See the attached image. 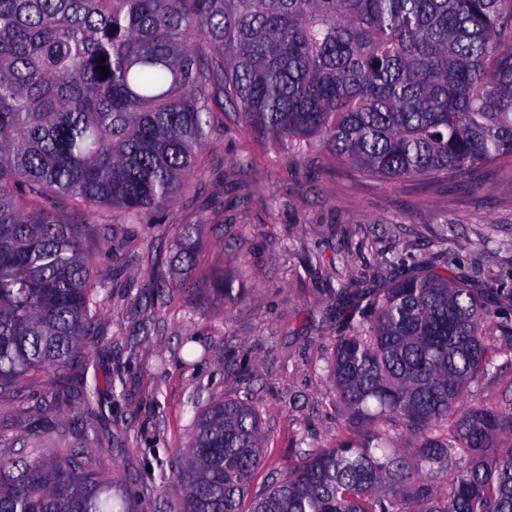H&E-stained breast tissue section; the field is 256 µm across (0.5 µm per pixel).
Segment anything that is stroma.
<instances>
[{
  "mask_svg": "<svg viewBox=\"0 0 512 512\" xmlns=\"http://www.w3.org/2000/svg\"><path fill=\"white\" fill-rule=\"evenodd\" d=\"M102 215L121 225L126 243L95 260L110 296L99 324L112 347L93 353L88 372L103 380L115 371L121 381L102 396L111 443L87 445L126 483L127 512H177L180 456L215 399L246 398L260 414L265 463L253 497L299 452L342 435L327 372L344 330L332 294L340 281L384 283L388 259L409 252L473 287L493 279L512 289V167H486L477 190L453 181L392 186L337 162L324 144L303 154L256 138L232 113L164 223L128 224L112 208ZM180 224L203 225L199 264L243 289L240 299L212 302L201 280L187 299L150 305L148 285L168 269ZM77 378L42 375L0 400V456L39 425L24 409Z\"/></svg>",
  "mask_w": 512,
  "mask_h": 512,
  "instance_id": "1",
  "label": "stroma"
}]
</instances>
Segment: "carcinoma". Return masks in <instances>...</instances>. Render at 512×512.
I'll return each mask as SVG.
<instances>
[{"label":"carcinoma","instance_id":"1","mask_svg":"<svg viewBox=\"0 0 512 512\" xmlns=\"http://www.w3.org/2000/svg\"><path fill=\"white\" fill-rule=\"evenodd\" d=\"M216 108L275 146L321 137L389 184L478 189L483 166L512 162V0H0V397L112 348L93 268L118 228L94 216L157 223L219 130ZM178 244L181 277L152 279L162 304L206 277L203 225H179ZM389 266L383 288L357 276L333 292L344 435L246 508L260 416L215 400L190 435L181 512H512V399L492 408L473 391L495 356L512 362V311L490 306L505 289L411 254ZM243 292L220 279L212 300ZM60 403L102 417L84 380L29 412ZM87 437L77 420L49 426L27 440L60 447L0 458V512H125ZM440 474L446 491L426 483Z\"/></svg>","mask_w":512,"mask_h":512}]
</instances>
